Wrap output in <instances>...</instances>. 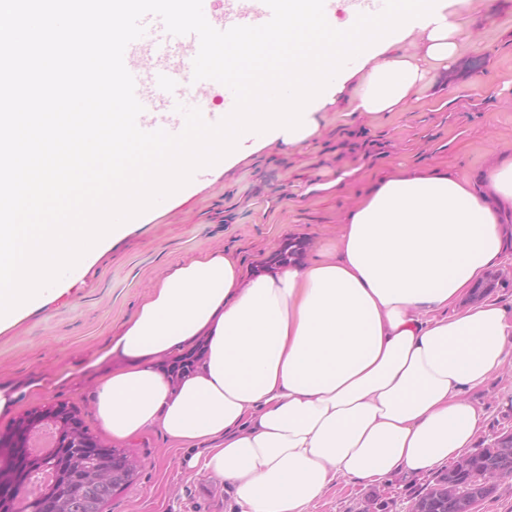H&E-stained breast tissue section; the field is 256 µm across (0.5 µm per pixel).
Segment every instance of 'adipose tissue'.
Returning <instances> with one entry per match:
<instances>
[{
  "label": "adipose tissue",
  "mask_w": 512,
  "mask_h": 512,
  "mask_svg": "<svg viewBox=\"0 0 512 512\" xmlns=\"http://www.w3.org/2000/svg\"><path fill=\"white\" fill-rule=\"evenodd\" d=\"M412 35L445 64L468 31L449 12ZM423 80L398 42L333 100L390 112ZM482 186L397 169L350 212L338 258L250 278L222 253L174 266L113 344L126 364L103 378L97 420L116 441L156 427L191 449L189 466L230 485L234 512H305L334 482L458 457L482 421L463 392L512 361V314L459 305L504 249L512 159ZM200 340L199 366L171 382L158 359Z\"/></svg>",
  "instance_id": "ef3b65f1"
}]
</instances>
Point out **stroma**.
<instances>
[{
	"label": "stroma",
	"mask_w": 512,
	"mask_h": 512,
	"mask_svg": "<svg viewBox=\"0 0 512 512\" xmlns=\"http://www.w3.org/2000/svg\"><path fill=\"white\" fill-rule=\"evenodd\" d=\"M453 9L472 38L448 67L430 69L404 107L355 112L344 104L318 113L319 129L306 141L270 144L137 216L63 293L1 322L0 384L16 399L0 414V432L27 411L65 402L111 445L94 414L106 371L97 359L172 264L224 251L259 271L289 239L304 242L305 259L331 255L377 175L436 169L476 182L512 156V0H457ZM464 398L482 414L475 447L512 433V365ZM126 447L140 470L105 512H230L228 486L188 467L190 451L160 431ZM433 479L395 473L366 489L334 484L307 512H410Z\"/></svg>",
	"instance_id": "35a3bbf8"
}]
</instances>
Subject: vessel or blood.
<instances>
[{"label": "vessel or blood", "instance_id": "1", "mask_svg": "<svg viewBox=\"0 0 512 512\" xmlns=\"http://www.w3.org/2000/svg\"><path fill=\"white\" fill-rule=\"evenodd\" d=\"M142 24L145 28L144 35L129 43L125 49L126 55L129 56L144 47L155 51L151 66H134L130 69L135 81V95L145 113L150 116L148 122L142 123V130L151 132L161 129L172 135L179 134L185 126V117L179 112L183 106L199 109L204 119L211 124L218 123L226 112L233 110L235 97L228 89L223 92L224 106L220 109L211 107L208 99L201 94L183 101L172 96V88L181 86L193 78V61L199 39L197 35H190V51L173 47L159 53L155 47L166 33L163 21L157 16L147 15L143 17Z\"/></svg>", "mask_w": 512, "mask_h": 512}]
</instances>
